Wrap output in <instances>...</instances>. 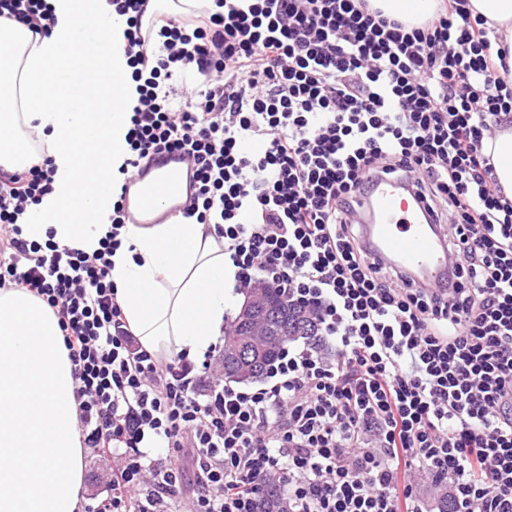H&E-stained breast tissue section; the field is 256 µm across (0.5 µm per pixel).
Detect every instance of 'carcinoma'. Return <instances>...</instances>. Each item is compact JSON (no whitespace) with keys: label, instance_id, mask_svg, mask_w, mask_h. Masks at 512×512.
<instances>
[{"label":"carcinoma","instance_id":"cac0c4a2","mask_svg":"<svg viewBox=\"0 0 512 512\" xmlns=\"http://www.w3.org/2000/svg\"><path fill=\"white\" fill-rule=\"evenodd\" d=\"M265 322L268 345L260 351L244 349V355L239 360L224 359L225 379L239 383L257 380L286 344L299 339L318 342L317 325L311 314L294 303L285 300L273 306L266 313ZM262 503L259 512H285L281 495L274 487L269 488Z\"/></svg>","mask_w":512,"mask_h":512}]
</instances>
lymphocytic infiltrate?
<instances>
[{"mask_svg": "<svg viewBox=\"0 0 512 512\" xmlns=\"http://www.w3.org/2000/svg\"><path fill=\"white\" fill-rule=\"evenodd\" d=\"M105 2L137 84L127 167L186 164L184 217L222 225L237 287L306 305L321 343L283 348L247 387L211 377L219 350L157 356L110 277L125 186L88 253L24 235L50 159L1 172L0 288L53 310L79 442L105 464L107 492L82 512H257L271 485L287 512H425L423 474L454 512H512V198L485 151L512 126V84L485 20L469 0L420 25L372 0H214L183 16ZM0 21L56 24L47 0H0ZM188 73L195 86L173 84ZM375 174L410 178L447 225L451 290L362 250L354 199Z\"/></svg>", "mask_w": 512, "mask_h": 512, "instance_id": "f902f5d3", "label": "lymphocytic infiltrate"}]
</instances>
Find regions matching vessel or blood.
<instances>
[{"label":"vessel or blood","instance_id":"vessel-or-blood-1","mask_svg":"<svg viewBox=\"0 0 512 512\" xmlns=\"http://www.w3.org/2000/svg\"><path fill=\"white\" fill-rule=\"evenodd\" d=\"M176 168L133 175L127 213L131 223H150L160 200L176 188ZM355 219L363 245L375 262L403 271L417 286L444 288L453 281V257L440 225L404 180L379 176L359 197Z\"/></svg>","mask_w":512,"mask_h":512}]
</instances>
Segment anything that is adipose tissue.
<instances>
[{
	"label": "adipose tissue",
	"mask_w": 512,
	"mask_h": 512,
	"mask_svg": "<svg viewBox=\"0 0 512 512\" xmlns=\"http://www.w3.org/2000/svg\"><path fill=\"white\" fill-rule=\"evenodd\" d=\"M50 35L0 24V168L36 163L35 131L55 167L54 192L31 206L28 239L99 247L122 182L125 140L137 94L124 51L125 21L103 0H48ZM112 254L111 279L128 328L149 351L194 360L217 342L241 295L213 224L177 217L129 224Z\"/></svg>",
	"instance_id": "obj_1"
}]
</instances>
